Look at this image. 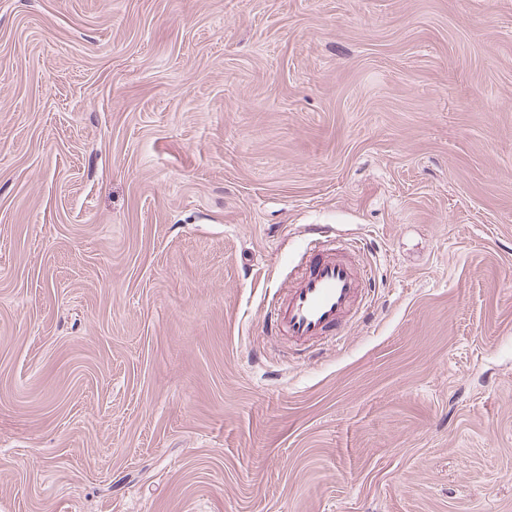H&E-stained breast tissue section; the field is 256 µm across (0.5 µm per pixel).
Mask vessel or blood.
Listing matches in <instances>:
<instances>
[{
  "instance_id": "obj_1",
  "label": "vessel or blood",
  "mask_w": 512,
  "mask_h": 512,
  "mask_svg": "<svg viewBox=\"0 0 512 512\" xmlns=\"http://www.w3.org/2000/svg\"><path fill=\"white\" fill-rule=\"evenodd\" d=\"M288 278L271 316L277 332L297 344L341 335L367 288L366 270L356 267L347 250L316 245L305 247L301 267Z\"/></svg>"
}]
</instances>
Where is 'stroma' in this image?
<instances>
[{"mask_svg": "<svg viewBox=\"0 0 512 512\" xmlns=\"http://www.w3.org/2000/svg\"><path fill=\"white\" fill-rule=\"evenodd\" d=\"M511 272L512 0H0V512H512ZM302 259L289 272V284L278 292L271 311L276 333L296 344L342 336L345 320L363 301L366 270L337 247L307 245Z\"/></svg>", "mask_w": 512, "mask_h": 512, "instance_id": "35a3bbf8", "label": "stroma"}]
</instances>
